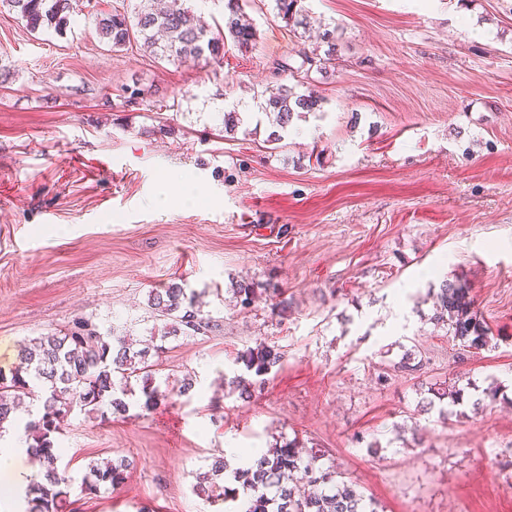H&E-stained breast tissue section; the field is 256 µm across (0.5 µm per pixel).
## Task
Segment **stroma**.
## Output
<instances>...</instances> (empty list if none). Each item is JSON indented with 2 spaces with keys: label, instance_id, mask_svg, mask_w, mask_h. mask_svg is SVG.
<instances>
[{
  "label": "stroma",
  "instance_id": "1",
  "mask_svg": "<svg viewBox=\"0 0 512 512\" xmlns=\"http://www.w3.org/2000/svg\"><path fill=\"white\" fill-rule=\"evenodd\" d=\"M121 6L76 0L62 35L0 10V369L80 317L148 339L149 296L173 283L218 326L158 359L190 395L69 415L55 445L74 480L135 462L117 490L73 492V512H204L192 486L212 456L294 437L377 512H512V0H303L336 51L312 75L322 112L276 150L260 103L315 38L248 0L253 49L156 63L100 38L96 14ZM447 278L471 286L489 348L430 323ZM240 280L277 282L288 319L235 308ZM263 342L283 363L239 397L221 375ZM454 380L460 404L422 409Z\"/></svg>",
  "mask_w": 512,
  "mask_h": 512
}]
</instances>
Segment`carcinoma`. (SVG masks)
<instances>
[{"mask_svg": "<svg viewBox=\"0 0 512 512\" xmlns=\"http://www.w3.org/2000/svg\"><path fill=\"white\" fill-rule=\"evenodd\" d=\"M224 29L213 31L200 16L185 7L160 8L156 0H136L129 13L115 10L96 18V28L112 51H121L139 43L155 59L172 63L195 62L202 58L220 61L224 58V37L238 47L249 49L256 44V29L243 10L242 0H225ZM274 10L293 28L305 24L301 0H273ZM16 12L32 32L52 30L58 34L70 26L73 0H0V8ZM301 63H288L282 70L295 84H281L264 102L262 109L269 118L272 131L266 142L277 144L289 133L293 120L303 114L319 112L322 99L301 87L309 84L312 71L323 67L307 52L300 53ZM242 125L237 107L224 109V131L233 134ZM271 313L285 318L292 301L276 287L266 288ZM236 305L247 310L256 294L254 284L240 282L233 288ZM435 312L431 321L448 329V334L462 346L481 350L491 342V329L478 315L471 287L462 280H445L433 294ZM154 316L164 325L160 343L135 350L125 337L113 332L103 334L87 318H79L64 332L51 333L20 347L18 363L4 372L0 370V430L14 420L17 393L27 394L37 412L29 413L24 431L29 440V453L38 459L40 480L29 490V512H63L70 497L73 478L58 465L59 454L54 434L62 430L68 414L79 409L86 414L124 415L129 411L125 397L133 394V383L142 382V408L148 410L170 395H188L194 387L186 378L178 387L168 382L157 383L153 376L152 358L165 349L163 342L179 336H207L218 327L211 315L204 313L195 291H186L173 283L149 299ZM283 353L265 343L250 348L237 357L244 369L224 378V384L239 396L250 397L262 386L265 375L280 365ZM434 398L455 405L461 400V389L455 385L429 388ZM322 454L312 448L302 456L296 440L275 446L249 465L234 471L236 486L217 482L226 463L215 456L210 465L195 473L193 491L209 507L243 496L245 512H376L364 494L353 483L336 481V470L317 465ZM133 463L127 459L91 462L81 478V492L94 495L101 489L116 490L123 486Z\"/></svg>", "mask_w": 512, "mask_h": 512, "instance_id": "1", "label": "carcinoma"}]
</instances>
